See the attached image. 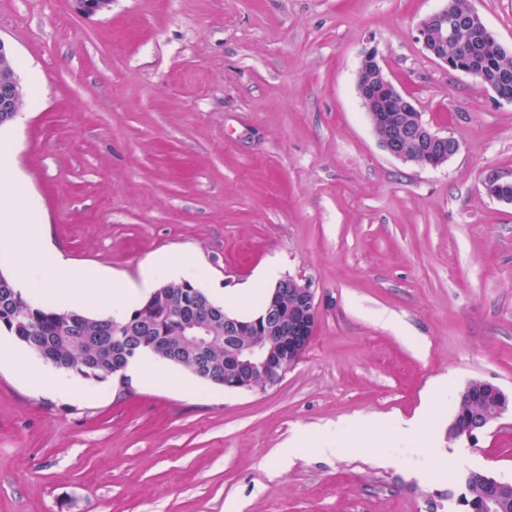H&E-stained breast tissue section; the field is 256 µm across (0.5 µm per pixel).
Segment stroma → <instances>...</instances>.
Here are the masks:
<instances>
[{
	"instance_id": "35a3bbf8",
	"label": "stroma",
	"mask_w": 512,
	"mask_h": 512,
	"mask_svg": "<svg viewBox=\"0 0 512 512\" xmlns=\"http://www.w3.org/2000/svg\"><path fill=\"white\" fill-rule=\"evenodd\" d=\"M512 54V0H472ZM443 0H0L25 88L0 166L80 268L140 282L159 255L199 260L203 291L270 259L312 283L318 317L274 388L69 376L70 394L0 365V512H458L473 472L512 481V411L476 445L448 437L474 380L512 394V101L416 40ZM376 49L459 152L391 157L356 92ZM393 317L378 323L379 314ZM440 377L432 436L318 441L341 418L411 417ZM303 433L306 450L282 464ZM439 471L411 474L413 452Z\"/></svg>"
}]
</instances>
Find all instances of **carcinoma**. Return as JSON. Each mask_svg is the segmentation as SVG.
Returning a JSON list of instances; mask_svg holds the SVG:
<instances>
[{
    "label": "carcinoma",
    "mask_w": 512,
    "mask_h": 512,
    "mask_svg": "<svg viewBox=\"0 0 512 512\" xmlns=\"http://www.w3.org/2000/svg\"><path fill=\"white\" fill-rule=\"evenodd\" d=\"M472 62L483 69L490 80L500 72L512 76V59L498 53L491 45L475 46ZM188 304L192 306L198 326L203 329L205 345L202 347L197 337L178 330L177 318ZM215 307L217 303L193 284L167 283L157 288L147 300L133 306L121 320L93 317L76 310L33 305L0 271V329L37 356L50 350L55 370L74 373L86 380L105 381L149 353L184 369L201 382L219 386V383L201 377L197 370L198 364L204 362L224 372L227 353L224 321L211 317ZM118 329L127 335V354H112V336ZM469 386L471 398L458 399L455 403L453 419L460 424L484 405L483 381L474 380ZM487 492L484 474H471L465 492L459 497L461 512H482Z\"/></svg>",
    "instance_id": "obj_1"
}]
</instances>
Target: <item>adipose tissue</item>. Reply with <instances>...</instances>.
<instances>
[{
  "mask_svg": "<svg viewBox=\"0 0 512 512\" xmlns=\"http://www.w3.org/2000/svg\"><path fill=\"white\" fill-rule=\"evenodd\" d=\"M40 214L35 201L12 172L0 173V249L15 254L13 283L22 295L35 300L47 293L59 294L61 306L73 296L104 299L106 313L123 317L129 302L162 281L197 282L205 274L201 263L189 258L161 256L144 271L140 285L112 279L97 270L75 268L38 229ZM0 361L9 362L31 384L61 393L65 383L50 378L19 348L0 339Z\"/></svg>",
  "mask_w": 512,
  "mask_h": 512,
  "instance_id": "ef3b65f1",
  "label": "adipose tissue"
}]
</instances>
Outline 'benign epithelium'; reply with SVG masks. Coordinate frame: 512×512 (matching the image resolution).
Segmentation results:
<instances>
[{
	"label": "benign epithelium",
	"mask_w": 512,
	"mask_h": 512,
	"mask_svg": "<svg viewBox=\"0 0 512 512\" xmlns=\"http://www.w3.org/2000/svg\"><path fill=\"white\" fill-rule=\"evenodd\" d=\"M76 9L86 15L110 10L112 0H73ZM475 34L492 44L500 53L506 49L484 24L474 8L461 15L454 0H446L442 8L420 20L417 40L423 50L449 69L464 73L486 84L482 70L472 63H458L461 52L452 48L459 34ZM356 89L368 112L373 129L385 123L383 113L401 112L399 124L377 134L380 144L392 157L438 168L454 157L460 148L452 136L437 131L423 120L421 112L409 96L393 83L378 52H364L356 74ZM23 92L18 80H0V117L13 121L21 110ZM486 193L506 204L512 203V184L490 178L484 183ZM316 290L312 284L290 276L273 287L264 312L251 323H242L224 315V335L233 341V354L228 375L221 377L207 371L211 380H224V389L234 391L267 390L278 385L288 370L298 364L308 348L317 321ZM488 408L481 411L465 430V438L475 441L512 408V396L498 386L486 384ZM486 507L498 512L500 502L512 482L488 477Z\"/></svg>",
	"instance_id": "1"
}]
</instances>
